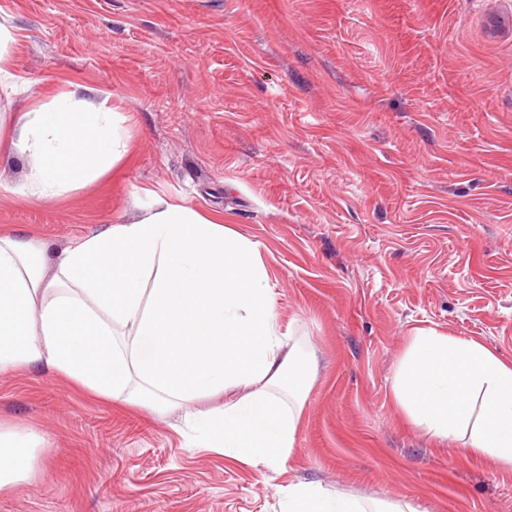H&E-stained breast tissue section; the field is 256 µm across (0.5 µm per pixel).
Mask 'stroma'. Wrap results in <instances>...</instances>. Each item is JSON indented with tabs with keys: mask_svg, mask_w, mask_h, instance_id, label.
Returning a JSON list of instances; mask_svg holds the SVG:
<instances>
[{
	"mask_svg": "<svg viewBox=\"0 0 512 512\" xmlns=\"http://www.w3.org/2000/svg\"><path fill=\"white\" fill-rule=\"evenodd\" d=\"M0 25V124L66 91L128 134L106 176L42 201L1 154L0 229L60 250L159 199L220 213L317 360L280 471L195 447L183 409L0 375V424L46 439L0 512H281L298 482L512 512L511 469L438 447L393 395L417 329L512 360V0H0Z\"/></svg>",
	"mask_w": 512,
	"mask_h": 512,
	"instance_id": "35a3bbf8",
	"label": "stroma"
}]
</instances>
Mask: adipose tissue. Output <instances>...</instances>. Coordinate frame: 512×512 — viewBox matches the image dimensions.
Returning <instances> with one entry per match:
<instances>
[{"instance_id":"adipose-tissue-1","label":"adipose tissue","mask_w":512,"mask_h":512,"mask_svg":"<svg viewBox=\"0 0 512 512\" xmlns=\"http://www.w3.org/2000/svg\"><path fill=\"white\" fill-rule=\"evenodd\" d=\"M0 152L27 155L19 195L54 198L106 175L127 152L120 115L62 92L17 113ZM37 367L99 396L187 414L200 448L283 469L295 443L316 357L280 333L254 243L189 207L157 202L62 250L0 232V373ZM394 399L440 445L467 437L472 456L512 468V362L482 344L418 330L396 373ZM482 416L473 420L472 399ZM44 438L0 426V490L27 481ZM284 512H414L387 500L292 483Z\"/></svg>"}]
</instances>
